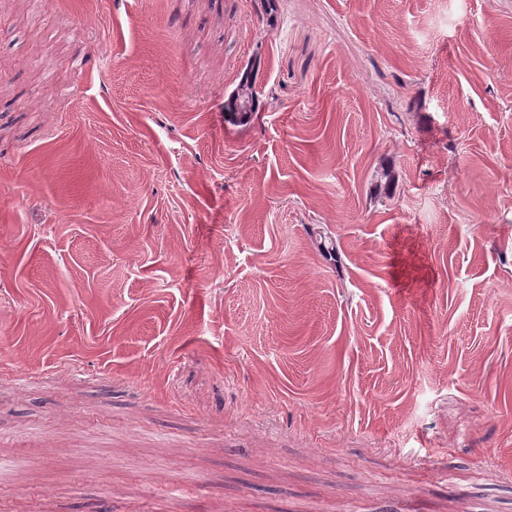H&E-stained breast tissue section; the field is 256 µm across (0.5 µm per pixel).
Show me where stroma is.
<instances>
[{"instance_id": "stroma-1", "label": "stroma", "mask_w": 512, "mask_h": 512, "mask_svg": "<svg viewBox=\"0 0 512 512\" xmlns=\"http://www.w3.org/2000/svg\"><path fill=\"white\" fill-rule=\"evenodd\" d=\"M0 457V512H512V0H0ZM256 100L251 82L243 80L236 92L231 95L224 105V112L228 120L233 123H242L255 110Z\"/></svg>"}]
</instances>
